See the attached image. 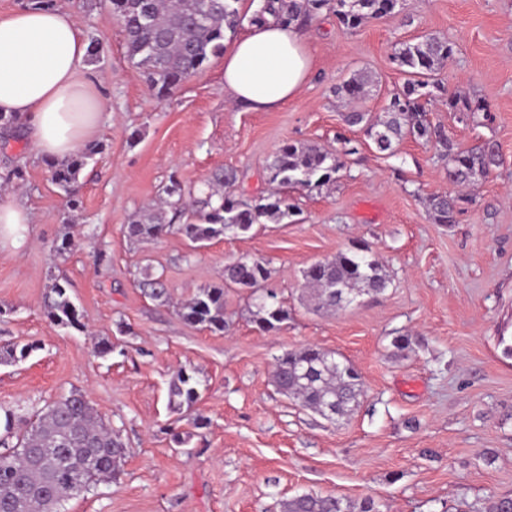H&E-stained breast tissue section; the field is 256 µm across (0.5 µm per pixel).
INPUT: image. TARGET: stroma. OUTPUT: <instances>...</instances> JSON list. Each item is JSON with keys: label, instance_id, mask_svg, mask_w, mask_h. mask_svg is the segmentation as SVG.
<instances>
[{"label": "stroma", "instance_id": "1", "mask_svg": "<svg viewBox=\"0 0 512 512\" xmlns=\"http://www.w3.org/2000/svg\"><path fill=\"white\" fill-rule=\"evenodd\" d=\"M54 5L98 42L89 77L106 108L75 209L30 156L24 131L0 130V174L19 163L26 171L0 200L34 216L22 238L0 243V348L35 346L24 360L0 362V410L30 415L79 389L127 450L116 479L69 499L65 512H282L305 493L351 504L371 497L382 512H483L488 497L512 496V0H400L352 32L322 14L303 29L311 72L301 94L268 112L227 102L220 56L158 99L98 0ZM424 34L456 44L439 73L448 93L483 100L493 115L461 123L439 101L433 121L463 147L495 141L504 159L452 224L434 223L426 208L449 189L435 148L407 139L395 154L376 151L344 124L334 94L368 71L376 86L361 107L382 111L405 81L394 46ZM340 134L353 152L336 183L291 191L298 212L281 223L202 247L176 233L150 242L126 233L169 174L200 194L214 171L233 167L252 196L280 146L333 148ZM66 237L70 252L55 258ZM356 240L390 285L345 310L313 313L303 270ZM240 257L266 262L287 321L259 331L249 291L232 286L224 331L184 322L178 304L223 285L225 265ZM158 275L169 301L139 286ZM56 280L85 331L47 319ZM399 335L412 336L410 349L394 347ZM103 338L114 346L105 357L94 352ZM307 345L347 360L363 384L358 407L336 424L272 385L276 358ZM182 369L201 381V397L176 413L169 388Z\"/></svg>", "mask_w": 512, "mask_h": 512}]
</instances>
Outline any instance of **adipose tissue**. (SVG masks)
Wrapping results in <instances>:
<instances>
[{"label":"adipose tissue","mask_w":512,"mask_h":512,"mask_svg":"<svg viewBox=\"0 0 512 512\" xmlns=\"http://www.w3.org/2000/svg\"><path fill=\"white\" fill-rule=\"evenodd\" d=\"M88 42L67 11L27 7L0 16V113L23 118L35 157L63 162L94 136L104 101L86 76ZM310 71L297 26H249L224 55L230 103L273 110L297 97Z\"/></svg>","instance_id":"adipose-tissue-1"}]
</instances>
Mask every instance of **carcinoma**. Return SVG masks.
Masks as SVG:
<instances>
[{"mask_svg": "<svg viewBox=\"0 0 512 512\" xmlns=\"http://www.w3.org/2000/svg\"><path fill=\"white\" fill-rule=\"evenodd\" d=\"M241 0H109L108 16L122 27L128 58L144 73L160 99L194 76L212 57L224 53L226 34H235L243 20ZM260 9L250 17L259 24L272 18L282 25L304 26L327 9L345 31L360 28L369 19L392 13L399 0H261ZM455 44L430 35L395 45L392 59L407 76L391 94L384 110L376 115L351 110L345 115L349 126L363 125L376 149L390 154L406 138L432 144L446 164L448 182L463 188L486 178L503 164L497 143L485 140L462 149L448 137L445 127L430 119L429 106L445 96L437 78L444 62L453 55ZM369 77L356 74L336 86V99L353 102L365 96ZM448 111L467 121L476 113L491 119L490 108L480 100L450 95ZM95 148L83 149L68 161L49 163L53 182L79 206L77 178ZM318 145L286 144L267 165L270 188L257 196L235 194L238 174L233 168L216 171L208 191L199 200L183 188L175 175L169 176L161 205L144 211L127 225V235L140 241L178 233L193 243H204L226 233L246 234L256 224L277 223L293 210L288 189L319 188L336 182L344 168L343 155ZM463 194H437L426 200L429 216L437 224L455 222ZM192 213L190 221L175 219ZM270 272L258 259L242 258L224 267V283L256 294L255 323L262 332L274 330L288 319V310L266 288ZM316 312H334L340 296L357 292L382 293L389 278L371 256L369 246L352 245L347 251L315 261L302 272ZM155 300L168 296L162 276L143 282ZM56 325L84 328L79 312L59 282L50 288L45 307ZM187 323L212 332L224 331V287L198 290L178 307ZM31 344L12 345L0 350V362L27 358ZM274 384L279 394L296 399L316 413L336 402L337 416L353 412L359 405L361 382L353 368L333 353L308 345L290 350L274 363ZM201 382L183 370L172 384L169 405L174 409L192 407L199 398ZM0 512H60L62 503L116 474L125 454L122 443L98 418L87 396L75 389L49 404L31 422L29 430L13 445L0 440ZM283 512H350L339 497L307 493L283 504Z\"/></svg>", "mask_w": 512, "mask_h": 512, "instance_id": "carcinoma-1", "label": "carcinoma"}]
</instances>
